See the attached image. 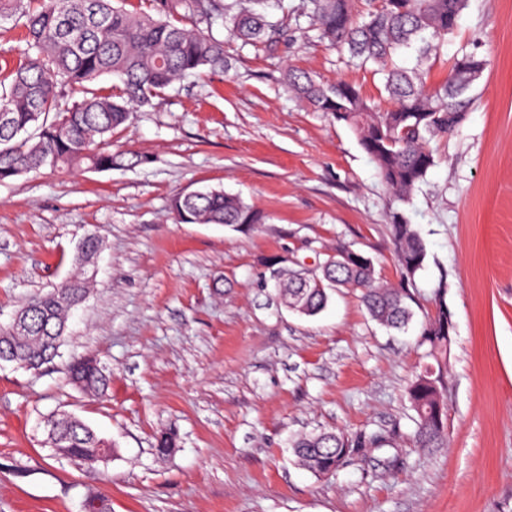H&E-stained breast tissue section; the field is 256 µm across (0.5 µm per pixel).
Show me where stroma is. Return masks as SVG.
<instances>
[{
  "mask_svg": "<svg viewBox=\"0 0 512 512\" xmlns=\"http://www.w3.org/2000/svg\"><path fill=\"white\" fill-rule=\"evenodd\" d=\"M306 0H282L288 39L224 44L228 71L175 84L132 112L113 137L125 165L104 172L44 167L0 183V325L30 296L100 250L61 355L31 372L0 363V512H512V0H469L455 35L426 66L440 84L456 54L489 64L460 128L403 210L425 244L408 329L386 330L360 293H333L306 317L284 308L267 260L313 271L337 243L399 283L394 204L352 129L288 92V67L356 86L384 103L382 78L318 38ZM240 195L261 224H178L173 196L202 187ZM443 295L453 313L448 435L414 448L405 396L424 361L420 324ZM97 356L112 379L92 398L66 364ZM75 414L114 444L112 460L54 456L46 420ZM397 429L393 451L328 479L288 448L319 428ZM177 446L155 451L160 432Z\"/></svg>",
  "mask_w": 512,
  "mask_h": 512,
  "instance_id": "obj_1",
  "label": "stroma"
}]
</instances>
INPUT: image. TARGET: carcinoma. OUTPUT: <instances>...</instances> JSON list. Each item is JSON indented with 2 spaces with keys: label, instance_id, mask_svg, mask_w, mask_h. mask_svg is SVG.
<instances>
[{
  "label": "carcinoma",
  "instance_id": "carcinoma-1",
  "mask_svg": "<svg viewBox=\"0 0 512 512\" xmlns=\"http://www.w3.org/2000/svg\"><path fill=\"white\" fill-rule=\"evenodd\" d=\"M274 0H160L159 16L134 15L123 0H0V17H14L25 30L24 59L13 69H0V182L49 165L102 172L124 162L112 151V133L124 125L135 107L151 104L189 76L222 73L228 68L224 43L207 28L221 19L246 44L288 39V17L267 19ZM320 40L345 51L361 66H374L383 76L391 107L374 111L353 85L324 83L296 69L288 70L289 92L318 112L345 122L373 160L393 197L406 203L435 160L429 144L454 132L469 106L467 93L481 77L487 59L473 53L454 59L443 84L429 88L423 65L458 27L468 0H309ZM194 23L190 29L165 19L177 16ZM400 49L415 53L413 67H398ZM109 74L119 80L116 91L91 94L68 105L64 97L84 92L85 84ZM170 213L179 224H259L262 216L240 197L222 188L175 195ZM391 240L401 272L396 287L377 281L370 257L344 244L326 254L317 271L290 273L280 284L283 304L300 314L322 311L328 291L362 289V302L379 324L401 330L414 316L415 283L424 268L425 246L401 211L389 215ZM79 272L62 292L39 293L25 304L26 329L0 326V359L36 370L59 353L68 314L89 289ZM451 342L448 306L438 297L433 314L422 323L418 346L427 347L434 363L410 380L407 394L416 413L413 446L439 448L447 435V354ZM70 383L86 394L106 385L93 356L69 364ZM55 440L67 459L92 467L112 443L81 420L61 414ZM394 445L382 433L348 435L327 429L291 441L298 462L319 477L330 478L371 448Z\"/></svg>",
  "mask_w": 512,
  "mask_h": 512
}]
</instances>
